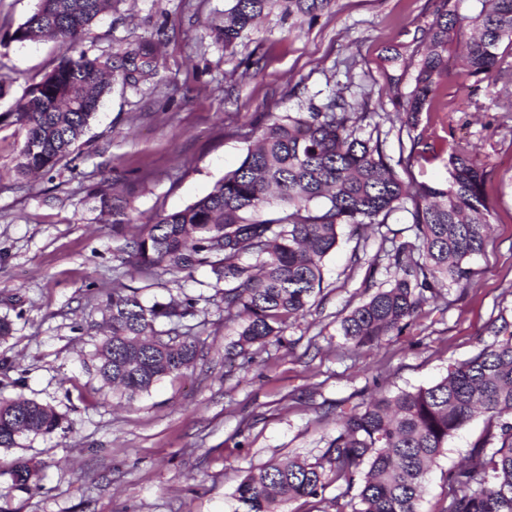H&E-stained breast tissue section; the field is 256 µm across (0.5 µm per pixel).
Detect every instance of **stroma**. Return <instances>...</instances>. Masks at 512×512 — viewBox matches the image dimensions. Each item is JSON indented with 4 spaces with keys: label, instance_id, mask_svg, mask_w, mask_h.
<instances>
[{
    "label": "stroma",
    "instance_id": "stroma-1",
    "mask_svg": "<svg viewBox=\"0 0 512 512\" xmlns=\"http://www.w3.org/2000/svg\"><path fill=\"white\" fill-rule=\"evenodd\" d=\"M36 4L0 0V317L13 328L0 341V398L50 404L65 422L50 436L0 450V488H9L17 458L37 471L36 488L0 498V512H234V490L250 470L320 457L336 434L338 408L379 386H430L492 343V321L512 323V112L484 108L512 93V55L505 81L473 82L467 94L456 79L445 82L436 110L419 116L425 154L410 155L406 129L380 127L407 182H446L450 148L469 146L494 209L486 252L469 263L470 287L445 288L402 333L354 350L340 321L371 284L386 281L368 266L382 237L413 239L403 208L362 237L343 227L306 314L290 321L282 342L252 347L231 368L224 357L234 328L224 323L208 271L180 280L147 274L122 263L118 251L138 224L185 208L235 169L267 113L303 112L340 89L366 111L396 112L388 79L401 76L406 92L416 72L392 57L423 38L434 0H336L331 16L292 26L272 14L231 51L212 31L226 0H112L79 49L107 59L154 44L156 71L135 84L113 81L75 152L49 174L24 177L16 166L25 132L10 114L62 53L53 42L13 41ZM116 195L132 219L118 230L102 205ZM120 284L139 289L148 304L196 298L198 314L185 325L204 344L185 376L164 378L129 403L83 367L107 332L103 298ZM486 426L478 416L449 438L426 476L421 512H441L448 470ZM353 504V493L335 483L282 512H352Z\"/></svg>",
    "mask_w": 512,
    "mask_h": 512
}]
</instances>
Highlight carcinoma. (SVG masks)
<instances>
[{"mask_svg": "<svg viewBox=\"0 0 512 512\" xmlns=\"http://www.w3.org/2000/svg\"><path fill=\"white\" fill-rule=\"evenodd\" d=\"M228 2L215 25L226 50L275 10L291 24L299 16L330 15L335 0ZM460 2L435 0L426 39L404 62L416 69L414 87L402 92L399 77L390 84L394 96L405 98L410 129L421 112L436 109L437 93L452 71L463 83L471 77L495 82L505 74L512 0H475L472 32L463 44ZM107 5L112 0H39L14 31L15 41L40 39L65 48L57 66L10 113L26 131L20 174L49 173L74 152L109 88L107 73L137 83L153 70L146 44L115 61L72 53ZM370 117L341 90L306 112L267 114L238 168L184 209L155 214L121 252L141 268L173 276L209 268L215 284H224V320L237 322L229 355L244 357L256 344L281 341L288 321L304 315L322 289V261L336 247L340 227L356 233L379 227L409 204L414 240L391 238L373 255L370 268H384L389 280L341 320L343 336L355 347L403 331L427 297L450 285L468 286V262L485 251L493 207L483 170L467 148H451L446 183L405 182L381 137L360 136ZM273 203V216L257 217ZM244 256L251 262H241ZM197 304L187 297L147 305L139 289L113 288L106 296L110 330L91 358L102 386L133 399L165 377L185 374L199 357L200 341L179 328ZM480 413L488 427L471 453L477 462L448 471L450 499L441 512H512V324L506 320L492 344L439 382L381 392L340 411L322 460L288 457L250 471L235 489L236 512H281V505L316 497L338 482L358 487L353 512H419L426 474L448 439ZM64 420L54 407L23 395L1 399L0 448L19 447L23 436L52 435ZM10 476L11 489H33L27 462H15Z\"/></svg>", "mask_w": 512, "mask_h": 512, "instance_id": "cac0c4a2", "label": "carcinoma"}]
</instances>
